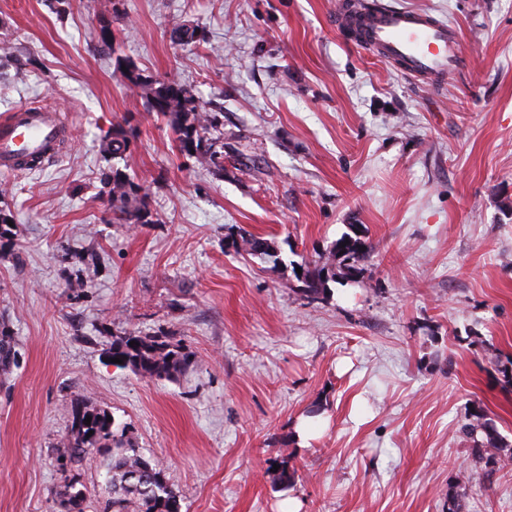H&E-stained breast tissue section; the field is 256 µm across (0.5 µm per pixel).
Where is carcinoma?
Returning <instances> with one entry per match:
<instances>
[{"instance_id": "carcinoma-1", "label": "carcinoma", "mask_w": 512, "mask_h": 512, "mask_svg": "<svg viewBox=\"0 0 512 512\" xmlns=\"http://www.w3.org/2000/svg\"><path fill=\"white\" fill-rule=\"evenodd\" d=\"M128 73L129 84L143 91L148 110L169 120L182 150L194 152L198 162L217 171L224 170V142L212 137L217 130V115L204 112L194 97L173 80H160L145 75L130 61L118 60ZM133 132L114 128L105 139L114 159H124L129 151ZM112 197L113 220L139 224L146 215V193L122 169L112 170L106 181ZM236 252L280 262L275 242L246 231L233 240ZM371 245L363 235L345 233L316 259L304 263L300 292L307 300H320L329 292V283L341 277L354 281L364 270ZM137 345L132 347L130 342ZM109 353L123 360L121 367L149 379H172L190 364L189 354L159 335H138L125 332L112 337ZM91 417L90 424L85 418ZM109 412L93 405L83 396L72 399L69 425L57 444V460L64 476L62 496L68 512H83L85 492L73 474L74 468L96 454L106 455L105 484L111 497L105 512H181L180 497L169 483L164 471L152 464L135 448L127 436V427L107 421ZM461 433L472 440L475 458L474 481L493 475L492 466L501 454L512 455V444L505 441L494 421L481 408L473 410L461 426Z\"/></svg>"}]
</instances>
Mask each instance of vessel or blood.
Wrapping results in <instances>:
<instances>
[{
  "label": "vessel or blood",
  "mask_w": 512,
  "mask_h": 512,
  "mask_svg": "<svg viewBox=\"0 0 512 512\" xmlns=\"http://www.w3.org/2000/svg\"><path fill=\"white\" fill-rule=\"evenodd\" d=\"M333 23L338 31L350 33L357 44L425 81H441L467 60L457 29L422 11L364 0L355 15L337 11ZM69 137L70 128L61 113L17 107L0 118V170L49 166Z\"/></svg>",
  "instance_id": "b4317fda"
}]
</instances>
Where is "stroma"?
Here are the masks:
<instances>
[{
	"label": "stroma",
	"instance_id": "obj_1",
	"mask_svg": "<svg viewBox=\"0 0 512 512\" xmlns=\"http://www.w3.org/2000/svg\"><path fill=\"white\" fill-rule=\"evenodd\" d=\"M388 2L453 22L467 70L401 72L336 31L338 0H0V116L55 107L72 131L47 168L0 172V512H63L78 393L128 426L181 512H448L460 485L463 512H512V457L468 482L460 431L479 406L512 441V0ZM181 24L199 41L173 43ZM119 57L216 113L223 171L180 151ZM118 127L136 131L145 224L112 219ZM354 227L362 276L308 301L296 267ZM232 228L277 242L281 265L225 248ZM126 331L193 363L171 380L117 367ZM313 409L326 426L303 446Z\"/></svg>",
	"mask_w": 512,
	"mask_h": 512
}]
</instances>
